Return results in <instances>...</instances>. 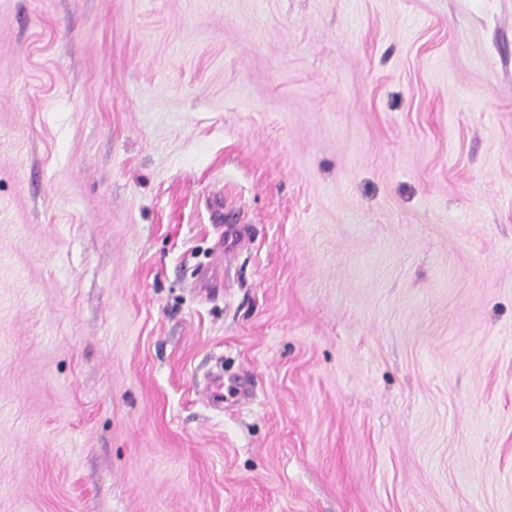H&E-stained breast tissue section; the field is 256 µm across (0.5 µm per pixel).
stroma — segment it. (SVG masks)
<instances>
[{"label":"stroma","mask_w":512,"mask_h":512,"mask_svg":"<svg viewBox=\"0 0 512 512\" xmlns=\"http://www.w3.org/2000/svg\"><path fill=\"white\" fill-rule=\"evenodd\" d=\"M0 512H512V0H0Z\"/></svg>","instance_id":"stroma-1"}]
</instances>
